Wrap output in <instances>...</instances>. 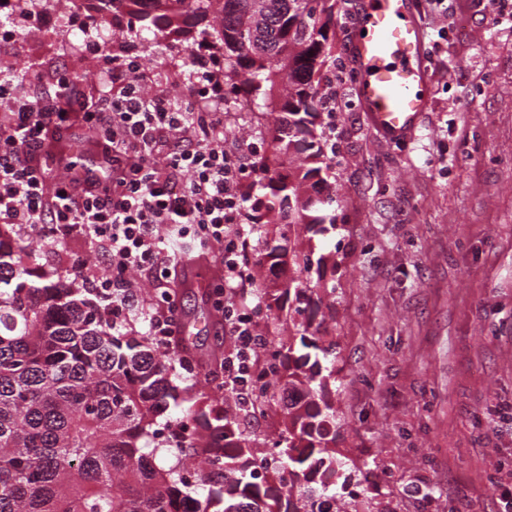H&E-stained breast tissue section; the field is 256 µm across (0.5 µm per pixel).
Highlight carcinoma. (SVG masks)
Masks as SVG:
<instances>
[{"label":"carcinoma","instance_id":"1","mask_svg":"<svg viewBox=\"0 0 512 512\" xmlns=\"http://www.w3.org/2000/svg\"><path fill=\"white\" fill-rule=\"evenodd\" d=\"M144 31L178 35L214 16L199 38L224 50V84L245 90L267 130L255 175L252 231L277 244L253 263L278 268L282 287L259 281L266 307L259 372L241 402L213 385L216 370L188 346L151 332L147 308L43 271L37 254L0 225V512H336L331 443L336 342L317 317L336 287L311 283L303 234L336 224V181L324 147L332 126L330 63L336 0H97ZM290 326L288 340L273 343ZM175 421L160 425L167 405ZM281 417L257 470L242 417ZM168 430L160 442L159 427ZM198 463L194 480L187 460Z\"/></svg>","mask_w":512,"mask_h":512}]
</instances>
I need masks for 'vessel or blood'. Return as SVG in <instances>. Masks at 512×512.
Listing matches in <instances>:
<instances>
[{"label": "vessel or blood", "instance_id": "b4317fda", "mask_svg": "<svg viewBox=\"0 0 512 512\" xmlns=\"http://www.w3.org/2000/svg\"><path fill=\"white\" fill-rule=\"evenodd\" d=\"M351 43L374 126L389 138L412 132L427 109L424 37L413 0H364Z\"/></svg>", "mask_w": 512, "mask_h": 512}]
</instances>
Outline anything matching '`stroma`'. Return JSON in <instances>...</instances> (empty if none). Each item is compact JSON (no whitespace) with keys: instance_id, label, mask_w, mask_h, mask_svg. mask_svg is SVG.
<instances>
[{"instance_id":"obj_1","label":"stroma","mask_w":512,"mask_h":512,"mask_svg":"<svg viewBox=\"0 0 512 512\" xmlns=\"http://www.w3.org/2000/svg\"><path fill=\"white\" fill-rule=\"evenodd\" d=\"M425 32L428 107L411 135L372 125L357 81L341 90L333 122L336 229L313 236L309 277L336 287L325 328L342 379L336 464L349 481L347 512H502L512 477V0H414ZM203 21L180 42L137 33L127 14L83 12L67 0L0 10V70L53 102L56 76L84 74L98 96L104 59L138 58L153 86L179 95ZM95 136L71 122L43 151L49 179L101 165ZM44 267L68 256L106 275L84 238L63 252L26 236ZM188 344L213 350L217 321L197 289H180Z\"/></svg>"}]
</instances>
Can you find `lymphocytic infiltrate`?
I'll return each mask as SVG.
<instances>
[{
  "label": "lymphocytic infiltrate",
  "mask_w": 512,
  "mask_h": 512,
  "mask_svg": "<svg viewBox=\"0 0 512 512\" xmlns=\"http://www.w3.org/2000/svg\"><path fill=\"white\" fill-rule=\"evenodd\" d=\"M97 99L60 96L52 107L31 98L22 80L0 78V222L41 229L48 248L79 233L105 258L107 277L72 268L87 288H98L138 306L133 269L168 285L182 258L168 250L165 235L183 236L224 253L225 385L258 366L262 332L248 302L256 277L244 258L249 239L241 226L246 175L259 153L253 144L226 143L224 114L204 100L220 86L204 74L181 97L146 90L140 64L125 61L103 70ZM105 130L111 160L99 174L48 182L38 157L48 138L63 137L72 119Z\"/></svg>",
  "instance_id": "lymphocytic-infiltrate-1"
}]
</instances>
